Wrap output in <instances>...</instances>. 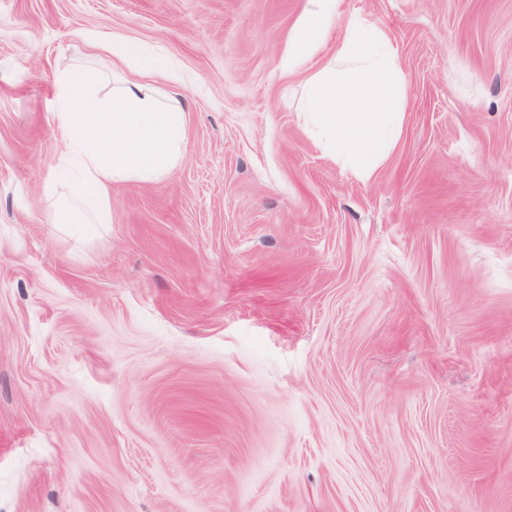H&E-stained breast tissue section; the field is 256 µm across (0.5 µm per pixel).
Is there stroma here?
Returning a JSON list of instances; mask_svg holds the SVG:
<instances>
[{"mask_svg":"<svg viewBox=\"0 0 512 512\" xmlns=\"http://www.w3.org/2000/svg\"><path fill=\"white\" fill-rule=\"evenodd\" d=\"M308 0H0V512H512V0H343L401 134L332 159L282 58ZM176 99L181 162L54 224L57 81ZM110 57L119 60L134 59L148 75L165 73L168 70L167 61L157 55L148 53L138 46L124 42H115L112 36L92 38Z\"/></svg>","mask_w":512,"mask_h":512,"instance_id":"obj_1","label":"stroma"}]
</instances>
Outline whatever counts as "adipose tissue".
I'll return each mask as SVG.
<instances>
[{"mask_svg": "<svg viewBox=\"0 0 512 512\" xmlns=\"http://www.w3.org/2000/svg\"><path fill=\"white\" fill-rule=\"evenodd\" d=\"M341 0H310L299 18L284 61L297 70L321 50L340 15ZM56 119L66 133L60 159L68 185L55 223L107 224L112 183L160 179L182 157L185 114L176 100L159 99L146 83L123 85L104 103L85 83L63 78Z\"/></svg>", "mask_w": 512, "mask_h": 512, "instance_id": "ef3b65f1", "label": "adipose tissue"}]
</instances>
